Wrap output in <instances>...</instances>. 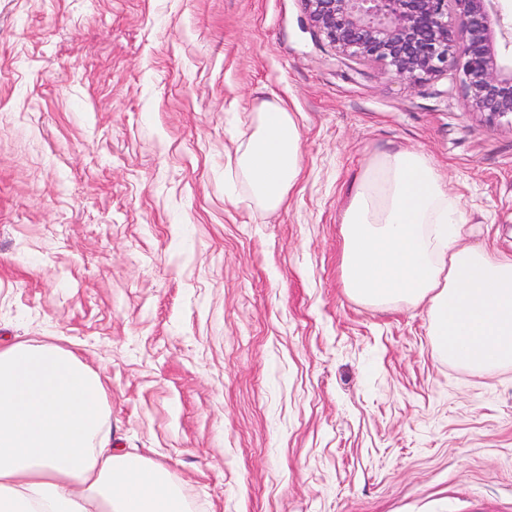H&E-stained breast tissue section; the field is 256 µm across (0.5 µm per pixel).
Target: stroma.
Here are the masks:
<instances>
[{
    "mask_svg": "<svg viewBox=\"0 0 512 512\" xmlns=\"http://www.w3.org/2000/svg\"><path fill=\"white\" fill-rule=\"evenodd\" d=\"M462 81L337 53L303 0H0V340L78 353L113 446L189 512H512V367L449 363L425 308L341 280L348 191L387 149L512 255V119ZM263 100L301 134L274 212L224 197Z\"/></svg>",
    "mask_w": 512,
    "mask_h": 512,
    "instance_id": "1",
    "label": "stroma"
}]
</instances>
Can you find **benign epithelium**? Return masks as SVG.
<instances>
[{"instance_id":"7a95c632","label":"benign epithelium","mask_w":512,"mask_h":512,"mask_svg":"<svg viewBox=\"0 0 512 512\" xmlns=\"http://www.w3.org/2000/svg\"><path fill=\"white\" fill-rule=\"evenodd\" d=\"M312 24L337 52L385 66L413 85L454 67L472 112L512 117V23L501 0H303ZM453 8H448V3Z\"/></svg>"}]
</instances>
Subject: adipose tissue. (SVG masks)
Wrapping results in <instances>:
<instances>
[{
    "mask_svg": "<svg viewBox=\"0 0 512 512\" xmlns=\"http://www.w3.org/2000/svg\"><path fill=\"white\" fill-rule=\"evenodd\" d=\"M236 176L274 211L295 187L300 131L281 103L253 109ZM464 214L419 151L379 153L342 216V283L374 307L423 305L434 350L491 372L512 366V257L462 244ZM106 389L73 351L0 345V512H186L168 466L102 437Z\"/></svg>",
    "mask_w": 512,
    "mask_h": 512,
    "instance_id": "1",
    "label": "adipose tissue"
}]
</instances>
